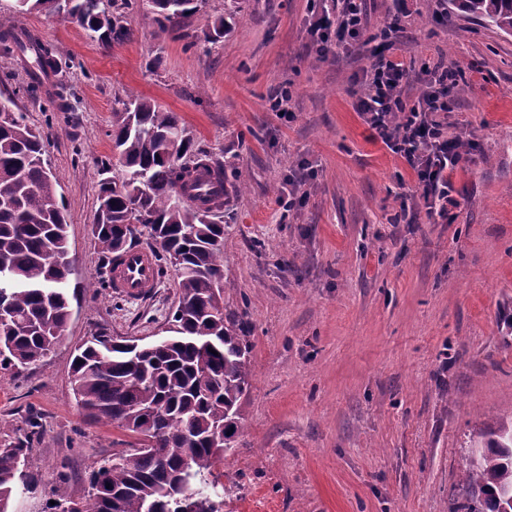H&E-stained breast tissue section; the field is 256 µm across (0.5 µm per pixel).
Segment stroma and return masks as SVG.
I'll list each match as a JSON object with an SVG mask.
<instances>
[{"label":"stroma","instance_id":"1","mask_svg":"<svg viewBox=\"0 0 512 512\" xmlns=\"http://www.w3.org/2000/svg\"><path fill=\"white\" fill-rule=\"evenodd\" d=\"M362 41L324 58L308 33L315 0H206L161 32L150 0L121 7L130 36L105 48L61 13L0 16L62 56L49 86L0 42V91L14 93L48 140L67 203L71 316L42 361L0 369V445L29 439L39 486L11 512H53L88 490L96 462L136 447L93 421L72 392L76 347L91 336L164 335L180 274L140 299L92 287L102 160L128 94L177 113L224 166V311L250 344L244 428L215 471L223 512H448L472 464L465 443L512 421V36L448 0H367ZM232 19L216 43L203 32ZM391 39L378 32L390 18ZM404 59V103L445 65L460 78L441 113L470 142L451 176L447 219L429 220L415 175L357 112L380 58ZM287 92L288 118L272 109ZM305 200L288 202V183Z\"/></svg>","mask_w":512,"mask_h":512}]
</instances>
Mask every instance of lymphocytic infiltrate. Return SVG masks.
Instances as JSON below:
<instances>
[{
    "mask_svg": "<svg viewBox=\"0 0 512 512\" xmlns=\"http://www.w3.org/2000/svg\"><path fill=\"white\" fill-rule=\"evenodd\" d=\"M340 4L337 15L325 10L313 16L310 32L320 50H328L335 40L360 41L366 31L365 0H340ZM406 73L404 62L380 60L367 71L368 91L359 97L356 108L374 137L413 170L427 214L444 219L453 202L450 175L467 160L461 139L448 137L438 119L448 109L444 94L454 86V75L445 69L431 71L426 90L408 107L401 97Z\"/></svg>",
    "mask_w": 512,
    "mask_h": 512,
    "instance_id": "f902f5d3",
    "label": "lymphocytic infiltrate"
}]
</instances>
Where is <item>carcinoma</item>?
I'll list each match as a JSON object with an SVG mask.
<instances>
[{
    "label": "carcinoma",
    "mask_w": 512,
    "mask_h": 512,
    "mask_svg": "<svg viewBox=\"0 0 512 512\" xmlns=\"http://www.w3.org/2000/svg\"><path fill=\"white\" fill-rule=\"evenodd\" d=\"M482 25L512 35V0H449ZM21 9L60 11L59 0H18ZM153 21L166 32L199 13L203 0H152ZM71 21L104 46L126 40L128 28L102 0H70ZM0 40L32 54V85L57 74L52 48L17 33L0 17ZM112 142L122 175L100 183L96 236L106 265L130 250L146 229L159 271H180L171 335L130 348L98 336L72 362L76 402L98 422L138 436L139 447L94 465L79 512H222L214 467L234 448L242 427L239 400L250 386L248 341L224 316V168L195 147L177 113L130 95L112 113ZM15 95L0 94V369L47 357L70 318L71 260L67 207ZM226 448L212 447L221 426ZM472 467L450 512H501L512 494V426L501 422L471 434ZM39 482L24 442L0 447V512L19 489Z\"/></svg>",
    "instance_id": "obj_1"
}]
</instances>
